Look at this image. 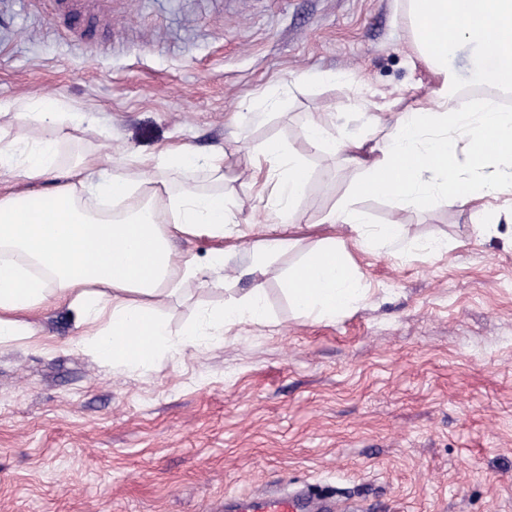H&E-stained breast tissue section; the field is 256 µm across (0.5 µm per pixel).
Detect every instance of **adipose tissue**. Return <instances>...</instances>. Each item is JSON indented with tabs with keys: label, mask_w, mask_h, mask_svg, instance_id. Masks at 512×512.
Returning a JSON list of instances; mask_svg holds the SVG:
<instances>
[{
	"label": "adipose tissue",
	"mask_w": 512,
	"mask_h": 512,
	"mask_svg": "<svg viewBox=\"0 0 512 512\" xmlns=\"http://www.w3.org/2000/svg\"><path fill=\"white\" fill-rule=\"evenodd\" d=\"M413 44L419 58L440 80L434 95L389 123H375L363 140L306 126L304 136L316 150L337 156L358 169L348 194L323 218L335 236L310 249L286 277L288 297L300 314L329 321L352 310L362 297L356 272L345 250L353 234L365 246L388 249L408 240L399 224L374 229L358 206L364 198H385L398 205L431 210L478 202L474 224L494 231V214L485 202L512 191V111L491 96L468 98L453 87L448 60L462 42L480 50V83L512 89V0H407ZM10 126L36 122L57 136L23 150L18 140L0 139V184L42 181L37 193L0 192V345L38 335L28 313L61 304L77 314L80 342L116 368L151 371L165 354L218 342L228 325L264 323L265 288L256 284L239 300L204 310L173 338L160 309L191 279L210 288L224 286V254L210 263L175 249V236L223 239L236 223L238 205L223 192L199 190L190 179L178 188L146 186L156 169L180 172L200 166L223 175V151L207 155L186 146L158 154L115 157L105 153L81 158L58 180V142L66 138L61 106L40 100L19 107L0 105ZM466 133V164H459L449 130ZM270 185L274 213L287 218L310 181L303 156L278 143L268 144L254 163ZM126 202L106 217L88 200Z\"/></svg>",
	"instance_id": "1"
}]
</instances>
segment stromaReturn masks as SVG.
I'll list each match as a JSON object with an SVG mask.
<instances>
[{
	"mask_svg": "<svg viewBox=\"0 0 512 512\" xmlns=\"http://www.w3.org/2000/svg\"><path fill=\"white\" fill-rule=\"evenodd\" d=\"M439 87L411 47L404 0H103L92 18L56 0H0V101L60 100V170L93 153L224 151V191L253 223L224 241L177 240L223 292L192 280L160 310L180 332L244 296L253 244L276 218L253 158L271 141L312 170L294 207L295 247L262 281L270 319L226 327L143 372L76 345L64 306L37 337L0 347V512H218L228 495L310 487L361 512H512V194L497 230L471 204L430 211L361 201L370 224L446 241L434 254L346 247L363 290L332 321L298 315L283 286L323 216L357 179L304 128L367 131Z\"/></svg>",
	"mask_w": 512,
	"mask_h": 512,
	"instance_id": "obj_1",
	"label": "stroma"
}]
</instances>
